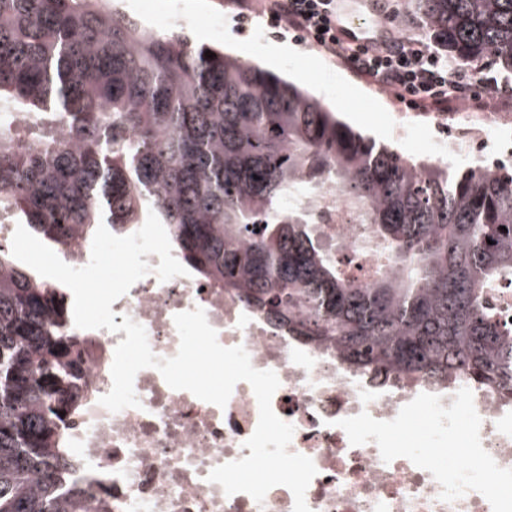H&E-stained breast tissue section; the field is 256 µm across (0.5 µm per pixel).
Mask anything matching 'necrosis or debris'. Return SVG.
<instances>
[{
  "mask_svg": "<svg viewBox=\"0 0 512 512\" xmlns=\"http://www.w3.org/2000/svg\"><path fill=\"white\" fill-rule=\"evenodd\" d=\"M455 119L456 126L436 127L429 149L434 162L462 161L480 175L512 163V114L475 112L463 101ZM290 203L308 210L330 255L346 260L348 278L369 287L392 270L361 211L335 184H320ZM195 308L204 310L222 346H243L254 368L277 374L272 409L295 428L290 451L310 457L317 469L305 494L311 512H492L475 491L443 501L430 472L404 457L384 462L375 443L351 445L338 425L363 411L392 420L427 392L426 384L397 378L379 385L353 374L335 347L305 345L224 289L191 275L162 282L148 274L111 306L145 328L162 358L179 348L174 315ZM79 335L83 401L65 436L80 459L76 477L91 505L108 494L112 512H293L287 487H273L259 503L245 493L226 495L207 479L215 467L250 454L244 443L256 429L259 408L248 383L236 384L221 408L171 389L158 370L146 368L134 380L139 407L113 413L98 400L112 387L114 351L126 334L83 329ZM473 398L484 449L499 466L512 468V408L481 389Z\"/></svg>",
  "mask_w": 512,
  "mask_h": 512,
  "instance_id": "necrosis-or-debris-1",
  "label": "necrosis or debris"
}]
</instances>
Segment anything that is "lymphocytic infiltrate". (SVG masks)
I'll return each instance as SVG.
<instances>
[{
  "mask_svg": "<svg viewBox=\"0 0 512 512\" xmlns=\"http://www.w3.org/2000/svg\"><path fill=\"white\" fill-rule=\"evenodd\" d=\"M232 2L240 19L248 20L254 13H261L269 27L295 33L410 107L444 112L450 103L474 96L473 80L451 72L447 62L420 40L394 38L379 52L341 41L331 26V16L336 12L333 0Z\"/></svg>",
  "mask_w": 512,
  "mask_h": 512,
  "instance_id": "1",
  "label": "lymphocytic infiltrate"
}]
</instances>
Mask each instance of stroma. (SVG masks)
Returning <instances> with one entry per match:
<instances>
[{
  "label": "stroma",
  "instance_id": "obj_1",
  "mask_svg": "<svg viewBox=\"0 0 512 512\" xmlns=\"http://www.w3.org/2000/svg\"><path fill=\"white\" fill-rule=\"evenodd\" d=\"M119 5L140 21L188 33L196 40L253 59L336 107L345 122L376 143L390 146L413 160L427 157L431 135L425 126L412 128L404 141H394V115L377 94L375 84L339 60L301 42L294 33H277L257 16L250 22H240L225 0H119Z\"/></svg>",
  "mask_w": 512,
  "mask_h": 512
}]
</instances>
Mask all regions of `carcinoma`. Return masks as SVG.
Masks as SVG:
<instances>
[{"label": "carcinoma", "instance_id": "obj_1", "mask_svg": "<svg viewBox=\"0 0 512 512\" xmlns=\"http://www.w3.org/2000/svg\"><path fill=\"white\" fill-rule=\"evenodd\" d=\"M410 2L456 63L512 80V0ZM0 102L35 128L0 124L1 219L65 253L151 208L196 278L336 346L351 372L512 400V321L486 300L512 279V167L410 160L288 79L101 0H0ZM323 179L365 210L393 275L344 278L307 215L285 211ZM71 324L58 285L0 246V512H90L62 452L82 365Z\"/></svg>", "mask_w": 512, "mask_h": 512}]
</instances>
